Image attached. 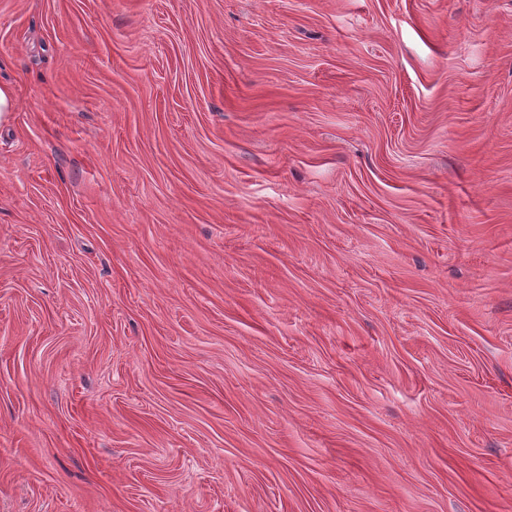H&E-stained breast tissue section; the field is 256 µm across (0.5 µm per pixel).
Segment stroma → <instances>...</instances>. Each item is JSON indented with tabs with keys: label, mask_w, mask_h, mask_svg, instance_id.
Masks as SVG:
<instances>
[{
	"label": "stroma",
	"mask_w": 512,
	"mask_h": 512,
	"mask_svg": "<svg viewBox=\"0 0 512 512\" xmlns=\"http://www.w3.org/2000/svg\"><path fill=\"white\" fill-rule=\"evenodd\" d=\"M0 512H512V0H0Z\"/></svg>",
	"instance_id": "35a3bbf8"
}]
</instances>
